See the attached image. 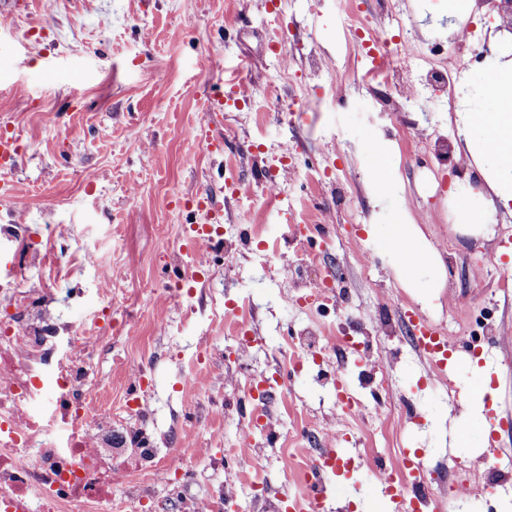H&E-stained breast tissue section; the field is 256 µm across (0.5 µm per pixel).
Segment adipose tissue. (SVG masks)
Segmentation results:
<instances>
[{
  "label": "adipose tissue",
  "mask_w": 512,
  "mask_h": 512,
  "mask_svg": "<svg viewBox=\"0 0 512 512\" xmlns=\"http://www.w3.org/2000/svg\"><path fill=\"white\" fill-rule=\"evenodd\" d=\"M490 71L496 109L459 113V136L487 189L489 209L512 215V59L491 60ZM486 210L469 209L465 229L483 232ZM377 243L392 255L403 287H418L419 276L425 271L431 272L435 282H442L441 256L409 216L379 225Z\"/></svg>",
  "instance_id": "adipose-tissue-1"
}]
</instances>
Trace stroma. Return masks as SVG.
I'll use <instances>...</instances> for the list:
<instances>
[{"label": "stroma", "mask_w": 512, "mask_h": 512, "mask_svg": "<svg viewBox=\"0 0 512 512\" xmlns=\"http://www.w3.org/2000/svg\"><path fill=\"white\" fill-rule=\"evenodd\" d=\"M358 13L387 36L409 40L386 85L366 84L369 63L345 28ZM17 39L0 41V129L19 140L15 169L0 172L15 198L0 195V228L22 226L36 241L69 245L80 236L91 261L55 281L56 304L73 323L97 319L111 292L109 353L94 361L97 403L115 423L143 424L148 435L183 449L186 494L205 504L210 490L236 480L244 512H286L300 494L283 455L302 458L309 425H332L340 458L360 456L363 474L337 466L326 512H397L373 474L405 450L423 451L438 482L482 467L489 449L499 469L512 462V341L484 338L480 323L512 330V217L491 213L487 234L457 230L453 205L469 179L439 139L459 141L457 115L493 107L485 67L473 51L512 54L496 9L454 17L448 0H10L4 17ZM455 63L461 94L447 101L422 83L427 66ZM237 74L247 94L236 108L210 112L213 89ZM413 87L403 111L380 112L386 90ZM191 127L223 137L215 155L186 139ZM393 142L394 173L381 199L366 187L376 165L367 147ZM98 179L86 183L84 170ZM245 193H234L229 178ZM410 213L439 250L442 287L422 277L402 288L390 255L368 227ZM232 228V249L203 251V278L165 303L175 271L189 270L193 224ZM370 254L364 265L362 254ZM335 302L305 305L323 280ZM250 298L241 327L253 339L235 353L236 329L226 302ZM191 317H184L185 307ZM447 336L446 374L407 335L405 312ZM165 316L166 337L153 328ZM393 326L389 362L361 364L355 350L286 362L288 336L309 326L334 335H376ZM205 373L208 390L187 384L190 369ZM267 379L279 398L271 410L287 427L266 430L242 420L235 378ZM151 388L146 413H129L137 377ZM490 381L495 396L483 414L492 433L471 424L469 386ZM362 406L341 417L339 391ZM267 460L265 491L246 478L244 429ZM465 434L449 447L450 431Z\"/></svg>", "instance_id": "obj_1"}]
</instances>
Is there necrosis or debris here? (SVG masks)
I'll use <instances>...</instances> for the list:
<instances>
[{"instance_id":"1","label":"necrosis or debris","mask_w":512,"mask_h":512,"mask_svg":"<svg viewBox=\"0 0 512 512\" xmlns=\"http://www.w3.org/2000/svg\"><path fill=\"white\" fill-rule=\"evenodd\" d=\"M0 512H100L112 486L172 469L179 449L149 447L142 434L110 450L111 416L94 405L90 367L107 340L54 309L51 284L30 287L21 268H0Z\"/></svg>"}]
</instances>
